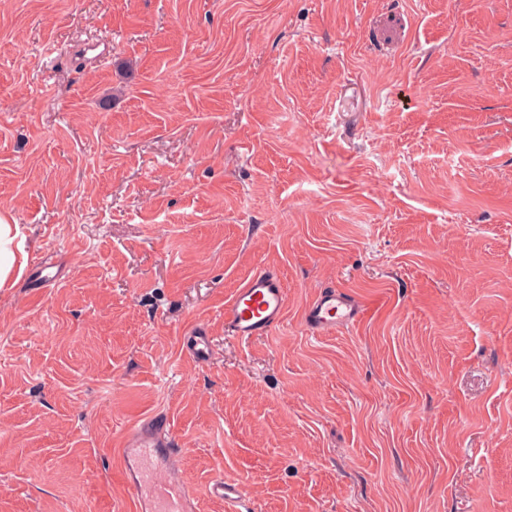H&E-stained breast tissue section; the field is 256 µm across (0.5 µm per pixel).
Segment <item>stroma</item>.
Wrapping results in <instances>:
<instances>
[{
	"mask_svg": "<svg viewBox=\"0 0 512 512\" xmlns=\"http://www.w3.org/2000/svg\"><path fill=\"white\" fill-rule=\"evenodd\" d=\"M0 213V512H136L151 412L199 512H512V0H0ZM9 215L0 213V288H11L22 274L27 257L16 243L19 225ZM286 304L287 290L280 275L257 269L224 303V325L244 342L266 336L282 323ZM362 313L359 302L347 293L327 287L309 303L303 315V323L309 334L322 335L356 323ZM182 348L198 362L207 361L212 352V340L203 330H198L190 336H184ZM210 492L214 496L224 498L226 512H247L249 510L244 504L242 488L237 483L225 481L221 477L212 483Z\"/></svg>",
	"mask_w": 512,
	"mask_h": 512,
	"instance_id": "1",
	"label": "stroma"
}]
</instances>
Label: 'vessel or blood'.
Returning <instances> with one entry per match:
<instances>
[{"instance_id": "vessel-or-blood-1", "label": "vessel or blood", "mask_w": 512, "mask_h": 512, "mask_svg": "<svg viewBox=\"0 0 512 512\" xmlns=\"http://www.w3.org/2000/svg\"><path fill=\"white\" fill-rule=\"evenodd\" d=\"M287 290L279 274L268 269L251 273L224 304V324L244 342L268 335L283 320ZM359 302L333 287L324 288L307 306L303 323L312 335H322L360 320ZM182 348L196 361H207L212 340L204 331L184 337ZM177 444L169 421L162 414H152L128 429L121 444V467L128 490L140 512H195L196 498L178 481L153 482L152 476L169 467L177 455ZM210 492L223 498L226 512H244L239 484L215 480Z\"/></svg>"}]
</instances>
